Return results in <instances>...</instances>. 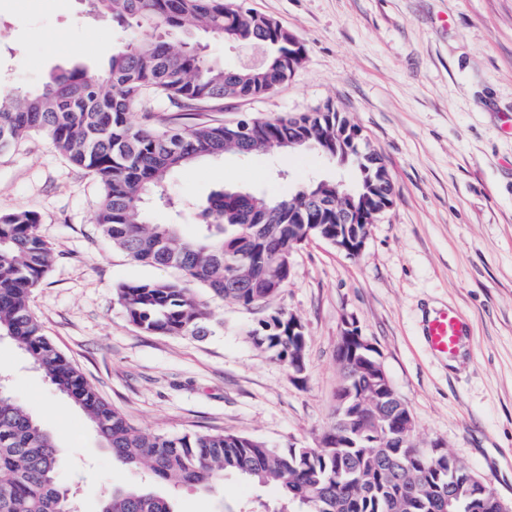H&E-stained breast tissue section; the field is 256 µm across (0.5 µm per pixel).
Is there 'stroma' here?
Listing matches in <instances>:
<instances>
[{"mask_svg": "<svg viewBox=\"0 0 512 512\" xmlns=\"http://www.w3.org/2000/svg\"><path fill=\"white\" fill-rule=\"evenodd\" d=\"M288 29L305 59L271 93L185 112L166 99L136 109L153 123L235 122L296 115L331 103L384 158L393 204L351 257L314 238L296 249L273 308L296 316L305 370L294 373L249 336L265 318L194 287L211 312L209 336L148 335L120 306L123 283L173 279L100 235V187L33 135L0 153V213L35 212L54 253L30 297L56 346L138 427L157 433L232 432L276 448H315L334 420L346 320L378 350L413 417L418 446L441 444L512 504V0H243ZM86 13L80 0H0V84L42 86L75 66L103 75L115 48L146 37ZM343 178L314 150L227 154L178 170L148 203L154 224L178 204L234 187L278 195L315 178ZM455 308L471 336L453 361L427 347L422 324ZM0 373L53 432L62 483L80 512L112 489L150 486L176 512H239L274 501L277 487L237 476L209 494L148 482L103 448L83 413L59 395L14 342L0 340Z\"/></svg>", "mask_w": 512, "mask_h": 512, "instance_id": "1", "label": "stroma"}]
</instances>
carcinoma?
<instances>
[{
    "label": "carcinoma",
    "mask_w": 512,
    "mask_h": 512,
    "mask_svg": "<svg viewBox=\"0 0 512 512\" xmlns=\"http://www.w3.org/2000/svg\"><path fill=\"white\" fill-rule=\"evenodd\" d=\"M88 2L98 14L134 15L130 27L161 26L237 45L258 44L267 50V59L242 72L192 46L183 50L150 37L112 54L104 77L75 67L36 90L0 87V153L31 133L48 137L71 163L98 180L102 194L95 223L113 247L136 261L176 269L185 281L226 301L269 305L278 293L272 285L279 279V258L294 251L308 229L291 215L297 198L306 190L332 195L334 182L302 185L277 198L216 191L206 204L194 207L197 232L191 237L180 224L148 223L141 203L175 171L203 157L253 156L305 134L333 151L345 117L334 109L264 121L245 116L246 152L235 125L136 124L132 112L151 99L166 98L191 112L226 99L261 97L288 81L291 72L282 70V62L294 48L279 37L273 19L242 5L230 11L224 0ZM336 160L354 165L353 202L362 204L373 194L378 171L386 168L381 154L365 141L360 155L339 154ZM38 224V216L28 210L0 213V336L24 349L121 464L142 467L173 487L192 484L208 493L228 474L278 486L281 498L262 503L261 512H290L291 502L305 506V512H438L437 504L448 496V476L467 470L444 448L422 450L412 438L376 440V426L401 430L409 411L385 407L382 378L351 348L348 365L341 367L344 384L364 393L368 403L353 417L351 430L330 426L339 442L329 447L279 449L224 432L170 435L136 427L55 347L30 309L32 290L54 260ZM117 299L129 321L146 334L206 336L210 331V312L179 281L122 284ZM249 336L280 361H292L301 349L288 315L275 310ZM460 497L462 512H503V501L489 486L463 485ZM73 502V493L59 480L55 437L8 389H0V512H67ZM99 512L176 510L167 496L129 488L106 495Z\"/></svg>",
    "instance_id": "cac0c4a2"
}]
</instances>
